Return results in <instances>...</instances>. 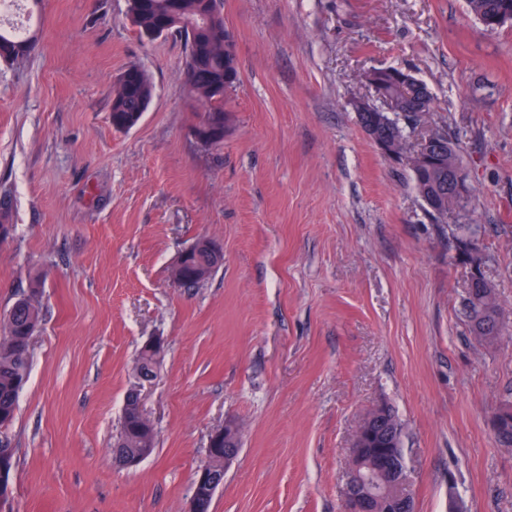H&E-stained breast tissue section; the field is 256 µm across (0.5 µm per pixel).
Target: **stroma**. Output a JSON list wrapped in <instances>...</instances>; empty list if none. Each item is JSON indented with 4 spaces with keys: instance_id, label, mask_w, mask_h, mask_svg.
Wrapping results in <instances>:
<instances>
[{
    "instance_id": "stroma-1",
    "label": "stroma",
    "mask_w": 512,
    "mask_h": 512,
    "mask_svg": "<svg viewBox=\"0 0 512 512\" xmlns=\"http://www.w3.org/2000/svg\"><path fill=\"white\" fill-rule=\"evenodd\" d=\"M35 52L0 61V311L43 281L30 377L8 433L0 512H187L211 432L241 449L211 512H342L353 437L386 404L403 426L415 512H512V447L492 416L512 395V335L468 331L469 270L428 216L408 163L389 161L350 102L367 70H409L423 125L458 138L486 275L512 317V26L465 0H223L240 81L224 143L189 134L199 105L179 36L140 40L126 0H22ZM154 97L112 124L131 65ZM216 241L223 266L174 284L179 254ZM165 341L157 377L137 352ZM141 386L153 454L112 461Z\"/></svg>"
}]
</instances>
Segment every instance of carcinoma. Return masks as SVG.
Here are the masks:
<instances>
[{
    "mask_svg": "<svg viewBox=\"0 0 512 512\" xmlns=\"http://www.w3.org/2000/svg\"><path fill=\"white\" fill-rule=\"evenodd\" d=\"M128 15L141 39L157 31L158 21L172 13L183 18L179 35L186 46L184 82L192 97L201 104L195 124L208 128L215 138L205 147L218 148L224 143V126L227 114L224 111V95L239 80L235 43L223 30V24L208 22L205 0H127ZM473 16L487 17L501 11L512 10V0H467ZM36 48L33 36L18 38L0 27V59L17 63L29 57ZM135 76L118 77L112 87V124L118 129H128L141 120L151 103L154 86L148 72L132 65ZM415 187L420 194L448 191V172L437 168L427 169L414 176ZM437 227L448 232L454 243V259L463 262L466 241L472 233L481 230L478 224H443L431 217ZM224 252L211 249L207 241L200 238L191 244V251L184 260L182 277L184 287H195L207 281L215 270L223 265ZM41 281L31 282L29 290L20 295L9 312L13 315L10 335L0 339V426L10 425L17 409L21 390L30 374V346L27 336L41 322L38 296ZM462 313L471 335L480 340H489L491 332L502 336L506 326V315L491 281L469 283L462 301ZM388 422L377 440L378 447L389 448L394 460L405 467L403 455V428L399 416L391 406H386ZM148 443L156 444L155 431L143 427L134 404H127L121 418L118 443L124 451L133 452Z\"/></svg>",
    "mask_w": 512,
    "mask_h": 512,
    "instance_id": "obj_1",
    "label": "carcinoma"
}]
</instances>
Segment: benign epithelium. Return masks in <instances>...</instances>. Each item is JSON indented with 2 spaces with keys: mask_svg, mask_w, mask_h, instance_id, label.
Instances as JSON below:
<instances>
[{
  "mask_svg": "<svg viewBox=\"0 0 512 512\" xmlns=\"http://www.w3.org/2000/svg\"><path fill=\"white\" fill-rule=\"evenodd\" d=\"M388 68H374L365 73L366 83L373 89L376 102L356 100L353 108L357 112H387L399 114L406 123L413 124L414 115L407 109V101L413 97L425 102L430 98V92L424 85L413 78L408 71H403L401 80L405 85L400 87V93L395 94L383 89L385 73ZM446 134L433 131L416 143L412 151L407 155V161L418 171L426 167H436L444 164ZM470 192V185L465 172L459 168L452 170L448 175V195L464 196ZM425 207L430 212L440 216L450 224L461 222L458 210L450 206L444 195L440 192L423 197ZM467 253L471 257V271L476 277L481 276L484 265L481 254V242L472 239L469 242ZM384 413L376 412L373 420L367 426L358 428L351 448L352 458L358 460L349 478L357 479L360 493H347L345 510L347 512H376L374 503L378 500L380 479L386 471L393 470L391 459L384 452H372L367 450L365 444L373 438V428L381 424ZM236 425L228 422L222 428L216 429L211 435L206 461L196 470L193 479V495L188 512H203V499L214 498L216 491L224 484V474L229 464L236 458L239 449L232 447L234 439L228 435V431L235 430ZM226 440L227 447H219L221 440ZM151 455V449L142 448L135 454H114L113 462L122 468H132Z\"/></svg>",
  "mask_w": 512,
  "mask_h": 512,
  "instance_id": "obj_1",
  "label": "benign epithelium"
}]
</instances>
